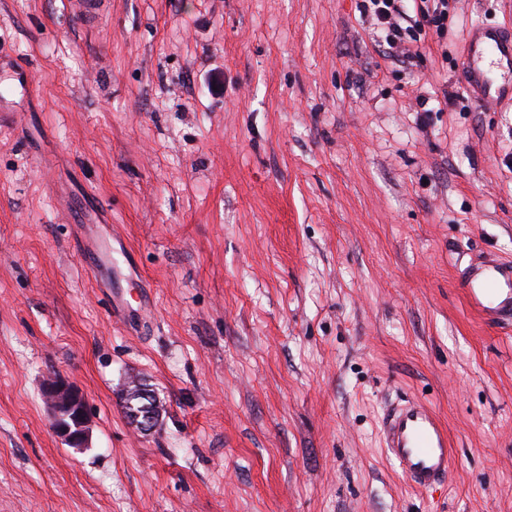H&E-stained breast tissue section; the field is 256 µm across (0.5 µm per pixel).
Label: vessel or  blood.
<instances>
[{
	"instance_id": "1",
	"label": "vessel or blood",
	"mask_w": 512,
	"mask_h": 512,
	"mask_svg": "<svg viewBox=\"0 0 512 512\" xmlns=\"http://www.w3.org/2000/svg\"><path fill=\"white\" fill-rule=\"evenodd\" d=\"M497 57L502 70L512 71V34L476 31L465 59L466 87L483 101L512 100V82L498 81L483 67L485 57ZM464 287L471 305L491 324L512 319V264L492 260L469 268ZM387 453L408 483L427 489L448 475L453 451L448 433L430 407L412 401L392 409L383 424Z\"/></svg>"
}]
</instances>
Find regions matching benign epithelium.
<instances>
[{"label": "benign epithelium", "instance_id": "7a95c632", "mask_svg": "<svg viewBox=\"0 0 512 512\" xmlns=\"http://www.w3.org/2000/svg\"><path fill=\"white\" fill-rule=\"evenodd\" d=\"M54 418V428L69 447L86 446L89 434V411L84 396L71 384L56 378L43 391Z\"/></svg>", "mask_w": 512, "mask_h": 512}]
</instances>
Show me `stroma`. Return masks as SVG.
<instances>
[{
  "label": "stroma",
  "mask_w": 512,
  "mask_h": 512,
  "mask_svg": "<svg viewBox=\"0 0 512 512\" xmlns=\"http://www.w3.org/2000/svg\"><path fill=\"white\" fill-rule=\"evenodd\" d=\"M357 3L0 0V512H512V325L460 283L512 261V103L462 69L512 0H454L404 64ZM409 399L453 449L430 491L384 448ZM54 418V428L69 447L84 448L89 434V411L84 396L71 384L56 378L43 391Z\"/></svg>",
  "instance_id": "obj_1"
}]
</instances>
